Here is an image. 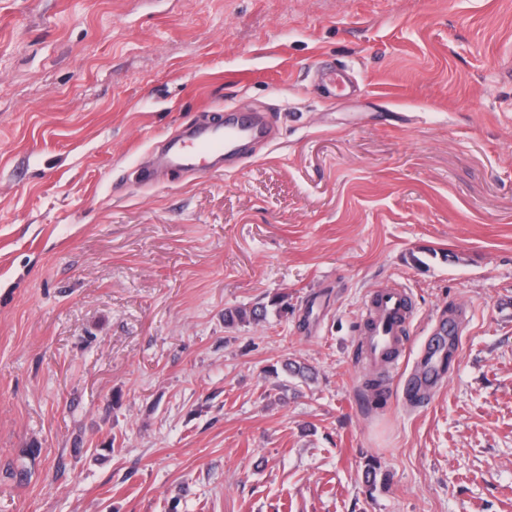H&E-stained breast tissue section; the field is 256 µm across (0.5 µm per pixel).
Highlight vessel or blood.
I'll return each mask as SVG.
<instances>
[{"mask_svg":"<svg viewBox=\"0 0 512 512\" xmlns=\"http://www.w3.org/2000/svg\"><path fill=\"white\" fill-rule=\"evenodd\" d=\"M269 125L258 113H228L224 118L195 124L168 135L161 157L162 166L194 176L221 169L225 157L235 155L242 141L263 140ZM411 315L405 291L388 288L372 295L366 307L370 327L364 332L363 347L369 363L376 367L400 364L402 338Z\"/></svg>","mask_w":512,"mask_h":512,"instance_id":"b4317fda","label":"vessel or blood"}]
</instances>
